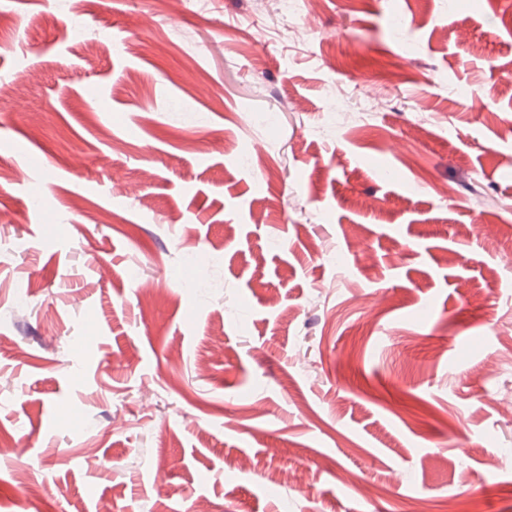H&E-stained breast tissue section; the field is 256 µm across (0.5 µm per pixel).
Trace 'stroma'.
<instances>
[{
    "mask_svg": "<svg viewBox=\"0 0 512 512\" xmlns=\"http://www.w3.org/2000/svg\"><path fill=\"white\" fill-rule=\"evenodd\" d=\"M323 2L0 0V512H512V0Z\"/></svg>",
    "mask_w": 512,
    "mask_h": 512,
    "instance_id": "stroma-1",
    "label": "stroma"
}]
</instances>
